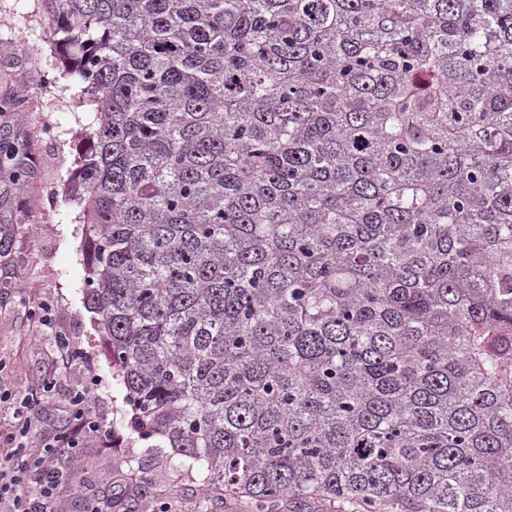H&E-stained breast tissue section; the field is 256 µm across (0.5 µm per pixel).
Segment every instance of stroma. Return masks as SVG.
I'll use <instances>...</instances> for the list:
<instances>
[{
    "label": "stroma",
    "mask_w": 512,
    "mask_h": 512,
    "mask_svg": "<svg viewBox=\"0 0 512 512\" xmlns=\"http://www.w3.org/2000/svg\"><path fill=\"white\" fill-rule=\"evenodd\" d=\"M50 20L40 0H0V41L15 53L0 57V394L19 399L39 392V439L69 432L72 418L56 403L96 375V413L108 439H85L75 467L80 490L65 494L66 512H85L88 500L112 493L128 504L149 490L157 512H202L210 492L190 460L159 439L134 431L126 389L86 301L85 228L72 200L78 158L92 112L62 79L63 56L47 39ZM50 77V85L36 81ZM26 96L23 111L8 106ZM49 301L56 331L84 357L57 371L55 338L38 331L33 311Z\"/></svg>",
    "instance_id": "stroma-1"
}]
</instances>
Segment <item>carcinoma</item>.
<instances>
[{
  "mask_svg": "<svg viewBox=\"0 0 512 512\" xmlns=\"http://www.w3.org/2000/svg\"><path fill=\"white\" fill-rule=\"evenodd\" d=\"M139 435L251 512H512V0H41Z\"/></svg>",
  "mask_w": 512,
  "mask_h": 512,
  "instance_id": "obj_1",
  "label": "carcinoma"
}]
</instances>
